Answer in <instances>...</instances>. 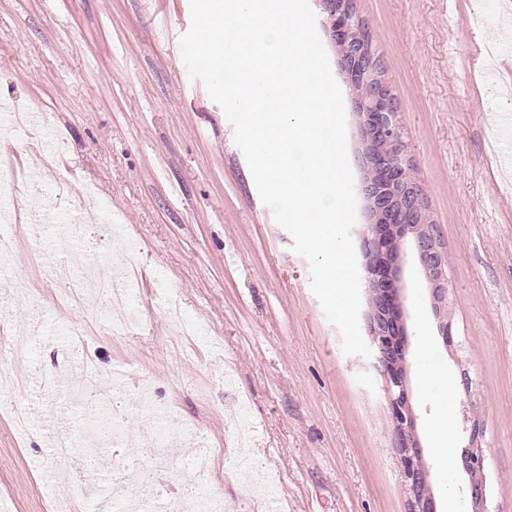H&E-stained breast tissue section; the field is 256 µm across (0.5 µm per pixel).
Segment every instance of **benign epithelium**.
Returning a JSON list of instances; mask_svg holds the SVG:
<instances>
[{
  "label": "benign epithelium",
  "instance_id": "obj_1",
  "mask_svg": "<svg viewBox=\"0 0 512 512\" xmlns=\"http://www.w3.org/2000/svg\"><path fill=\"white\" fill-rule=\"evenodd\" d=\"M327 26L341 54L346 78L352 83L362 72L361 56L368 43L366 33L343 7L328 18ZM356 104L367 165L362 192L370 217L367 233L360 243V277L369 292L368 337L375 368L383 378L396 447L401 456L408 512H436L430 473L421 467L424 450L417 438L410 401L407 378L410 342L401 282L407 258L417 259L428 275L432 312L442 344L451 348L455 339L445 308L448 275L445 266L438 261L435 239L425 225L422 201L403 184V166L393 160L391 149L400 141L402 129L389 83L379 81L371 92L370 101L365 103L358 96ZM467 432L461 468L468 478L474 512H488L483 425L475 420Z\"/></svg>",
  "mask_w": 512,
  "mask_h": 512
}]
</instances>
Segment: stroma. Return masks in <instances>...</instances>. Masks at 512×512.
<instances>
[{"instance_id": "stroma-1", "label": "stroma", "mask_w": 512, "mask_h": 512, "mask_svg": "<svg viewBox=\"0 0 512 512\" xmlns=\"http://www.w3.org/2000/svg\"><path fill=\"white\" fill-rule=\"evenodd\" d=\"M143 0H0V211L13 263L0 272V337H24L16 362L30 431L0 411V512H109L116 494L191 506L205 489L225 512H408L383 382L372 357L344 354L310 288L308 260L255 187L233 127ZM397 98L430 230L448 273L444 348L428 283H406L409 386L438 512H472L460 464L440 466L429 440L436 396L420 347L451 382L471 381L450 417L457 447L470 419L485 431L490 512H512V178L503 176L486 115L512 111L487 83L484 41L507 0H355ZM42 114L31 127L28 116ZM60 209L107 206L140 259L128 333L105 306L64 308L42 254L57 233L30 234L35 196ZM121 381H114V373ZM96 375L121 401L95 410L40 386ZM112 430L89 448L81 424ZM153 425L167 444L133 448ZM73 437L57 459L49 439ZM454 499H447V489Z\"/></svg>"}]
</instances>
